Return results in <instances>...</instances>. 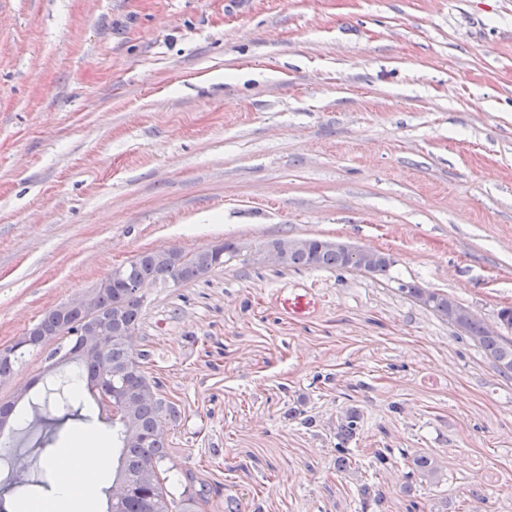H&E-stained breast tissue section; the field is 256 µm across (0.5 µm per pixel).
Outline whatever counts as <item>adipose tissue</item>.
I'll return each instance as SVG.
<instances>
[{
    "instance_id": "obj_1",
    "label": "adipose tissue",
    "mask_w": 512,
    "mask_h": 512,
    "mask_svg": "<svg viewBox=\"0 0 512 512\" xmlns=\"http://www.w3.org/2000/svg\"><path fill=\"white\" fill-rule=\"evenodd\" d=\"M106 456L100 437L90 429L82 430L75 447L53 451L48 465L58 480L50 504L52 512H92L95 501L90 489Z\"/></svg>"
}]
</instances>
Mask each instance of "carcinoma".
<instances>
[{"mask_svg":"<svg viewBox=\"0 0 512 512\" xmlns=\"http://www.w3.org/2000/svg\"><path fill=\"white\" fill-rule=\"evenodd\" d=\"M224 266V261L206 250L182 251L172 261L153 250H145L127 262L132 276L142 285L163 288L161 272L179 284L199 280ZM285 267L300 269H328L338 273L358 269L344 251L334 245L321 243L315 237H305V244L288 248ZM398 291L433 312L459 331V340L477 347L494 361L497 373L512 376V306L499 308L494 317L500 322L496 330L475 311L456 298L439 290L418 287L412 278H397ZM92 291L97 296L99 314L91 318L69 300L46 310L40 319L21 334L27 343L26 351L14 357H0V377L12 376L29 354L40 351L47 362L46 370L54 371L50 360L63 365L72 361L75 371L85 381V389L101 381L99 358L112 366V386L119 387L127 380H136L140 387L135 397L115 399L122 405L118 418L112 420L113 438L117 445L116 466L112 468V482L134 486V492L120 503H107V512H197L204 504L210 509L224 508V512H242V500L223 496L220 485L211 482L206 471L186 469L181 478L174 479L175 465L168 448V435L160 434L148 444L138 440L140 435L153 433L165 421L170 428L182 422L180 405L168 396L160 380L148 375L153 364L152 353L141 349L131 355L125 347V333H136L146 305L144 295H134L116 287L111 276L99 281ZM84 327H97L103 340L99 348L80 356L76 354V333ZM71 376H64L58 393L61 403L83 407L82 397L68 390ZM364 428L363 413L350 407L336 418L334 448L336 471L355 477L358 512H386L389 497L409 493L414 482L439 483L440 468L435 457L426 452L412 453L404 448L393 453L391 448H372L359 454L352 447Z\"/></svg>","mask_w":512,"mask_h":512,"instance_id":"obj_1","label":"carcinoma"}]
</instances>
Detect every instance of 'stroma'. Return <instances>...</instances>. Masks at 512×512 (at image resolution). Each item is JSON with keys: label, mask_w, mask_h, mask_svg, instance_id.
Returning a JSON list of instances; mask_svg holds the SVG:
<instances>
[{"label": "stroma", "mask_w": 512, "mask_h": 512, "mask_svg": "<svg viewBox=\"0 0 512 512\" xmlns=\"http://www.w3.org/2000/svg\"><path fill=\"white\" fill-rule=\"evenodd\" d=\"M284 234L397 263L261 262ZM229 239L252 254L150 291L137 333L182 408L177 469L263 512H356L331 430L353 405L359 448L442 467L388 512L473 488L512 512V379L394 283L512 305V0H0V345L143 250ZM44 366L0 383L34 401L0 430L9 506L82 427Z\"/></svg>", "instance_id": "35a3bbf8"}]
</instances>
